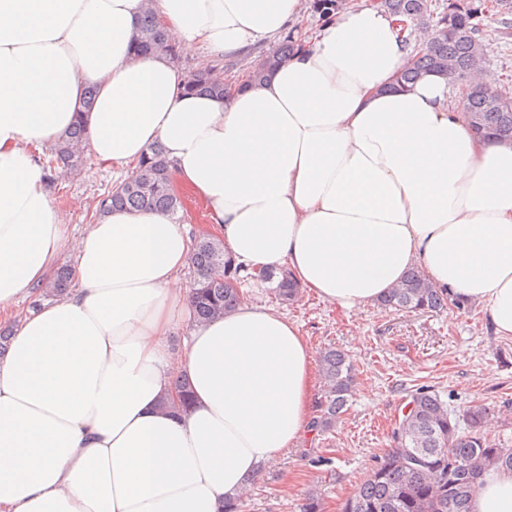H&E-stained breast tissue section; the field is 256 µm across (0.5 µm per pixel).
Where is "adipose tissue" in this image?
<instances>
[{
	"instance_id": "adipose-tissue-1",
	"label": "adipose tissue",
	"mask_w": 512,
	"mask_h": 512,
	"mask_svg": "<svg viewBox=\"0 0 512 512\" xmlns=\"http://www.w3.org/2000/svg\"><path fill=\"white\" fill-rule=\"evenodd\" d=\"M145 6L0 0V310L64 251L79 282L22 316L0 361V512H224L315 416L294 321L245 299L196 320L191 242L170 216L115 210L73 236L35 152L72 126L86 87L92 157L122 166L162 144L234 266L287 268L348 311L413 268L512 338V144L474 136L449 79L397 86L431 31L351 4L266 81L214 98L134 52ZM149 6L203 70L275 42L307 0ZM181 375L189 407L162 410ZM471 510L512 512V471L487 473Z\"/></svg>"
}]
</instances>
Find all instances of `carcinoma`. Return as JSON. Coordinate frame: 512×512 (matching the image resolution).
Wrapping results in <instances>:
<instances>
[{
    "label": "carcinoma",
    "instance_id": "1",
    "mask_svg": "<svg viewBox=\"0 0 512 512\" xmlns=\"http://www.w3.org/2000/svg\"><path fill=\"white\" fill-rule=\"evenodd\" d=\"M420 0H377V6L394 16L410 18L433 27L434 38L413 66L400 73L397 82H414L426 71L466 78L482 55L479 38L457 33L464 27L478 31V8L452 0L443 11L420 12ZM341 6V0H313L311 12L326 21ZM305 47L304 41L289 32L279 43L263 52L246 73V81L259 82L273 72L288 56ZM138 54L162 53L170 61L178 60L176 46L150 10L143 14L133 37ZM187 87L204 94L222 96L224 80L212 74L196 73L188 77ZM489 91L476 87L463 102L469 125L482 138L512 142V110L500 111L488 105ZM88 133L78 120L67 133L40 156L48 183L57 187L58 169L78 170L85 162ZM156 210L171 217L182 203L172 184L171 163L161 145L151 149L136 163L128 177L113 184L96 197L94 215L113 209ZM189 269L193 277L192 302L195 317L209 321L234 307L244 282L241 270L224 260V243L209 234L193 240ZM257 277L273 284L276 299L288 303L300 293V285L285 269H268ZM74 280L68 266L39 289L41 296H62ZM385 310L440 312L448 308V293L432 287L416 269L379 300ZM319 366L324 380L323 399L318 404L314 428L326 430L346 411L354 386V367L339 349L320 354ZM413 410L399 419L393 430V446L357 485L341 506V512H471V503L483 475L490 469L512 470V448L488 439L483 430L492 415L490 407L474 405L458 418L438 391L422 386L411 394Z\"/></svg>",
    "mask_w": 512,
    "mask_h": 512
}]
</instances>
